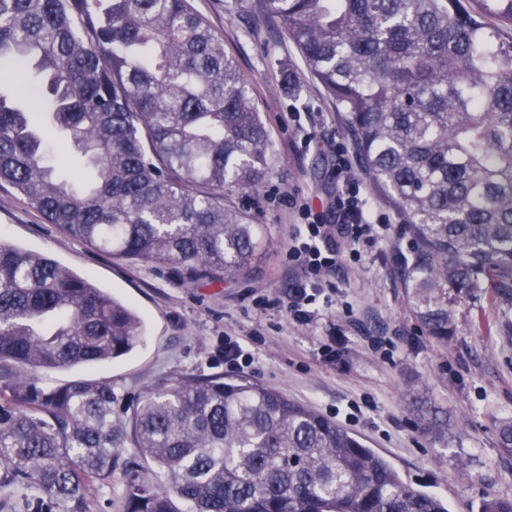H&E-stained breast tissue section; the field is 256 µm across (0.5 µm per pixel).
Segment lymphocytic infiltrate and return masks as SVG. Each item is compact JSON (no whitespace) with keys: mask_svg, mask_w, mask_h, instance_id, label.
Instances as JSON below:
<instances>
[{"mask_svg":"<svg viewBox=\"0 0 512 512\" xmlns=\"http://www.w3.org/2000/svg\"><path fill=\"white\" fill-rule=\"evenodd\" d=\"M338 170L345 180L336 199L337 225L321 223L307 206L294 225L288 244L287 263L292 286L288 290V314L292 320L309 324L319 314L314 291L335 273L345 258L361 259L388 233L391 220L370 210L357 183L348 180L351 168L345 150H338Z\"/></svg>","mask_w":512,"mask_h":512,"instance_id":"obj_1","label":"lymphocytic infiltrate"}]
</instances>
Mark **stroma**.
Segmentation results:
<instances>
[{
    "instance_id": "35a3bbf8",
    "label": "stroma",
    "mask_w": 512,
    "mask_h": 512,
    "mask_svg": "<svg viewBox=\"0 0 512 512\" xmlns=\"http://www.w3.org/2000/svg\"><path fill=\"white\" fill-rule=\"evenodd\" d=\"M224 40V50L253 82L260 116L275 142L273 175L239 204L261 224L267 247L248 276L189 280L181 270L147 266L89 248L47 223L10 187L0 188V242L43 253L131 308L143 323L128 354L42 375L57 386L108 381L117 408L132 410L145 390L184 378L242 376L282 392L355 434L386 458L413 488L448 501L449 512H478L489 498L512 500V456L498 442L512 418V306L494 291L452 300L455 333L427 336L405 295L403 269L412 241L396 208L363 184L372 210L394 221L393 235L360 261L344 260L321 296L332 304L313 323L291 320L284 307L289 235L300 223L289 198L308 203L324 223L336 221L337 148L362 180L359 156L344 136L345 117L305 71L280 29L238 12L233 0H190ZM294 71L300 95L283 87ZM263 343H253V336ZM250 348L251 367L230 369L225 337ZM334 343L336 357L322 347ZM425 402L447 425L427 433L414 412Z\"/></svg>"
}]
</instances>
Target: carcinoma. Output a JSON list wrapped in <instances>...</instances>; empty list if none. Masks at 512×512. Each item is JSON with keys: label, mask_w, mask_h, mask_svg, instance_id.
I'll return each mask as SVG.
<instances>
[{"label": "carcinoma", "mask_w": 512, "mask_h": 512, "mask_svg": "<svg viewBox=\"0 0 512 512\" xmlns=\"http://www.w3.org/2000/svg\"><path fill=\"white\" fill-rule=\"evenodd\" d=\"M277 24L345 114L412 235L405 288L448 341L450 295L512 292V0H234ZM251 81L188 0H0V186L86 246L190 279L266 243L236 198L272 172ZM92 177L71 176L75 156ZM142 322L88 279L0 242V512H448L309 407L247 378L145 391L38 372L131 352ZM132 443L136 454L120 448ZM166 479L150 483L149 467ZM89 512H123L117 492L106 488H90L87 493Z\"/></svg>", "instance_id": "cac0c4a2"}]
</instances>
